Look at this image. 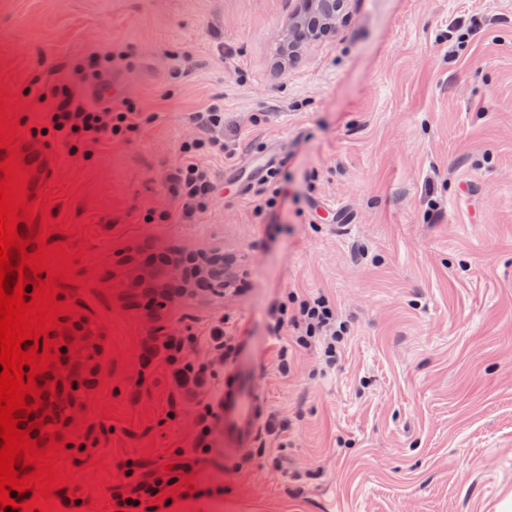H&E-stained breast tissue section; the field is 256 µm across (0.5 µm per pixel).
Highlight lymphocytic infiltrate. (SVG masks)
<instances>
[{
	"mask_svg": "<svg viewBox=\"0 0 512 512\" xmlns=\"http://www.w3.org/2000/svg\"><path fill=\"white\" fill-rule=\"evenodd\" d=\"M30 93L43 106L41 123L33 128V135L52 138L72 150L129 139L145 123L136 107L118 97L93 101L64 85L38 86L31 88ZM192 120L198 128L208 131L209 136L182 144L181 162L167 176L169 190L186 219L202 214L217 190L210 171L198 159L205 154L223 152L220 134L224 129V107L210 104L195 112ZM288 322L298 332L297 345H318L325 362L335 361L336 345L343 332L336 327V305L328 297L309 296L280 304L274 325L279 328ZM202 345L213 355L215 364L227 366L234 359L237 339L218 323L205 337L173 333L143 343L137 382L145 384L157 367L165 368L171 383L167 419L176 420L188 408L196 413L194 458L187 461L173 456V467L169 470L160 464L147 466L135 457L122 460L119 464L122 480L110 490L114 512H169L177 500L196 496V489L181 487L180 482L191 464L205 462L222 408L215 383V365L201 363L192 356Z\"/></svg>",
	"mask_w": 512,
	"mask_h": 512,
	"instance_id": "f902f5d3",
	"label": "lymphocytic infiltrate"
}]
</instances>
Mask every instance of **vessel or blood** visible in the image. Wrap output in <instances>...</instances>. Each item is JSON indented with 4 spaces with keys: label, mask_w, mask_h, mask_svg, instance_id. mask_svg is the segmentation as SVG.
I'll use <instances>...</instances> for the list:
<instances>
[{
    "label": "vessel or blood",
    "mask_w": 512,
    "mask_h": 512,
    "mask_svg": "<svg viewBox=\"0 0 512 512\" xmlns=\"http://www.w3.org/2000/svg\"><path fill=\"white\" fill-rule=\"evenodd\" d=\"M24 153V162L34 165L36 172L32 175V186L45 185L47 178L53 177L59 167V157L55 150L34 137H26L20 146ZM275 161L269 156H262L253 166L251 172L237 183L238 193H246L254 182L262 180ZM224 402V431L236 436L237 447L226 449V457L243 460L250 456L252 445L262 423L266 401L260 389L248 388L240 375L226 374L224 388L221 392Z\"/></svg>",
    "instance_id": "vessel-or-blood-1"
}]
</instances>
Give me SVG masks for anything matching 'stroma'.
<instances>
[{
    "mask_svg": "<svg viewBox=\"0 0 512 512\" xmlns=\"http://www.w3.org/2000/svg\"><path fill=\"white\" fill-rule=\"evenodd\" d=\"M297 0H0V86L20 130L39 122L34 85L71 82L78 62L128 55L125 98L140 133L62 163L52 220L84 244L74 304L98 320L106 369L77 400L98 436L101 512L128 457L190 451L194 413L165 418L168 382L138 388L151 336H202L227 319L231 365L267 397L250 460L225 458L216 428L196 484L221 486L213 512H503L512 501V0H346L290 60ZM477 22L449 51V25ZM224 105L233 159L201 156L219 191L177 217L166 181L190 115ZM279 148L288 196L258 214L259 188L224 173ZM324 203L346 215L323 224ZM169 212L166 223L147 214ZM220 250L223 294L135 306L127 250ZM323 294L345 331L336 363L272 336L276 307ZM287 371H280V358Z\"/></svg>",
    "mask_w": 512,
    "mask_h": 512,
    "instance_id": "stroma-1",
    "label": "stroma"
}]
</instances>
